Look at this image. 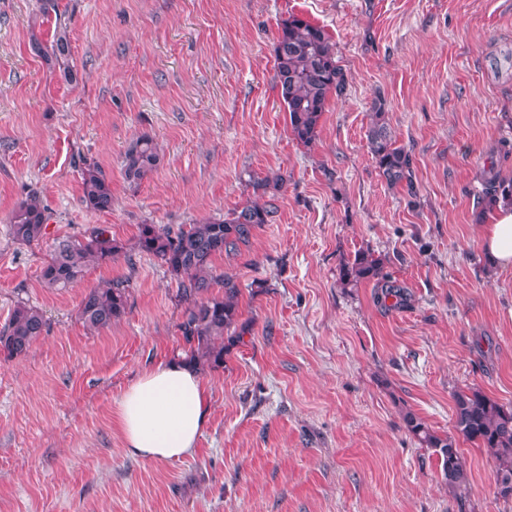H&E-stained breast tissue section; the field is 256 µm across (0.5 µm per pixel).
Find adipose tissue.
<instances>
[{
  "label": "adipose tissue",
  "instance_id": "obj_1",
  "mask_svg": "<svg viewBox=\"0 0 512 512\" xmlns=\"http://www.w3.org/2000/svg\"><path fill=\"white\" fill-rule=\"evenodd\" d=\"M486 217L482 246L500 269H511L512 203L492 202ZM209 418L210 404L198 368L170 360L144 369L124 389L115 423L131 455L169 461L195 449Z\"/></svg>",
  "mask_w": 512,
  "mask_h": 512
}]
</instances>
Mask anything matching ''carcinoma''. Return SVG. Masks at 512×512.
<instances>
[{"label":"carcinoma","instance_id":"obj_1","mask_svg":"<svg viewBox=\"0 0 512 512\" xmlns=\"http://www.w3.org/2000/svg\"><path fill=\"white\" fill-rule=\"evenodd\" d=\"M35 46L43 52L50 68L59 71L67 82L76 80L69 63L70 40L67 27L58 22L50 44ZM277 86L287 108L291 133L298 142L309 145L317 134L329 99L345 94L348 79L336 60V52L325 30L306 19L292 17L283 22L275 43ZM370 153L380 174L391 186L405 185L416 195L412 179V154L397 144L384 118V103L373 105V122L367 135ZM153 139L138 137L127 149L124 176L127 181H142L158 165ZM82 200L95 212L112 210V182L96 164H88L81 176ZM512 196V182L489 171L484 199L497 195ZM274 206L253 203L234 209L218 220L184 224L173 229L163 224H141L137 248L154 256L178 280L177 298L185 305L179 331L185 342L186 360L199 367L224 365L227 345L239 338L240 288L234 276L215 274L213 262L224 254H236L248 244L253 231L272 221ZM44 207L35 196L21 201L11 218L13 238L22 244H38L46 237ZM123 246L112 238L106 227H94L82 239L56 238L49 259L40 271L47 288H66L85 277L92 263L110 262ZM383 260L370 250H359L339 270V281L356 285L376 280L385 287L384 297L402 298L400 290L384 283ZM223 293L212 292L214 286ZM128 281L116 279L85 290L78 306L84 327L107 330L127 313ZM47 321L41 309L20 302L8 322L0 327V355L7 359L22 357L46 332ZM454 428L464 441L489 452L497 473V495L512 498V407H505L475 388L453 393ZM407 429L427 448L433 449L448 489L457 493L469 480L465 462L452 436L432 432L415 415L404 416Z\"/></svg>","mask_w":512,"mask_h":512}]
</instances>
